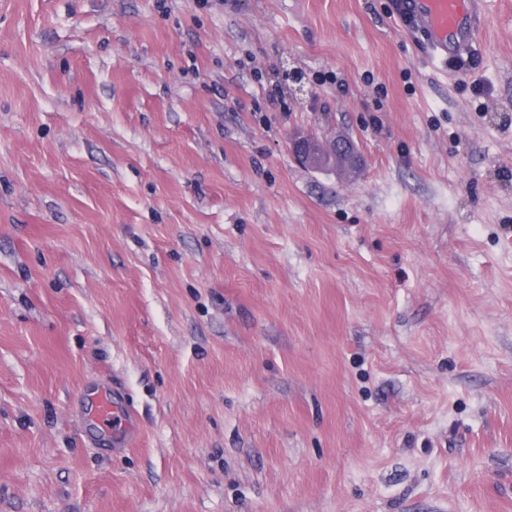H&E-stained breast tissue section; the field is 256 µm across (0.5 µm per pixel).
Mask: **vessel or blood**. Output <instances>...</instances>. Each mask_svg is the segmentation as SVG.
Returning <instances> with one entry per match:
<instances>
[{"mask_svg":"<svg viewBox=\"0 0 512 512\" xmlns=\"http://www.w3.org/2000/svg\"><path fill=\"white\" fill-rule=\"evenodd\" d=\"M480 9L479 0H411V18L435 58L445 60L470 47L468 22Z\"/></svg>","mask_w":512,"mask_h":512,"instance_id":"b4317fda","label":"vessel or blood"}]
</instances>
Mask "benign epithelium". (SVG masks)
<instances>
[{"label":"benign epithelium","mask_w":512,"mask_h":512,"mask_svg":"<svg viewBox=\"0 0 512 512\" xmlns=\"http://www.w3.org/2000/svg\"><path fill=\"white\" fill-rule=\"evenodd\" d=\"M291 146L298 161L318 170H347L361 166V157L355 145L345 136H317L296 132Z\"/></svg>","instance_id":"benign-epithelium-1"}]
</instances>
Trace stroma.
<instances>
[{
	"label": "stroma",
	"instance_id": "obj_1",
	"mask_svg": "<svg viewBox=\"0 0 512 512\" xmlns=\"http://www.w3.org/2000/svg\"><path fill=\"white\" fill-rule=\"evenodd\" d=\"M473 41L0 0V512H512V0ZM291 146L298 161L311 169L347 170L361 166L358 150L345 136L296 132L291 138Z\"/></svg>",
	"mask_w": 512,
	"mask_h": 512
}]
</instances>
